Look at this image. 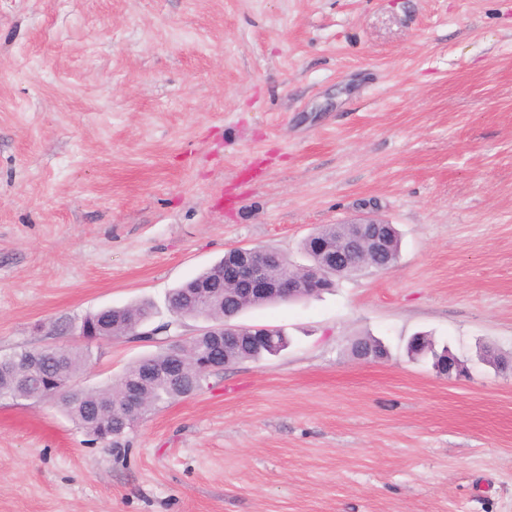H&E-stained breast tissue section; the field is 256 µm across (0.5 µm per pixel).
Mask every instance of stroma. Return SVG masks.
Here are the masks:
<instances>
[{"instance_id": "35a3bbf8", "label": "stroma", "mask_w": 512, "mask_h": 512, "mask_svg": "<svg viewBox=\"0 0 512 512\" xmlns=\"http://www.w3.org/2000/svg\"><path fill=\"white\" fill-rule=\"evenodd\" d=\"M363 213L391 271L246 310L288 348L121 448L0 401V512H512V372L482 359L512 356V0H0V354L151 303L166 332L96 349L102 385L207 327L166 296L228 249L303 266Z\"/></svg>"}]
</instances>
